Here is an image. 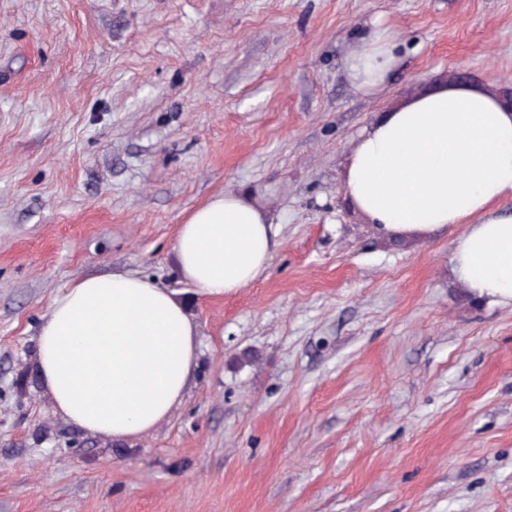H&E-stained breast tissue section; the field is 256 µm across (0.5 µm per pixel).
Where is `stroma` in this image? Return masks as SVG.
Instances as JSON below:
<instances>
[{"mask_svg": "<svg viewBox=\"0 0 512 512\" xmlns=\"http://www.w3.org/2000/svg\"><path fill=\"white\" fill-rule=\"evenodd\" d=\"M401 59L358 89L377 27ZM512 92V0H0V512H512V309L347 196L358 136L448 80ZM227 191L274 223L212 298L173 246ZM134 271L180 292L199 360L131 444L50 409L54 296Z\"/></svg>", "mask_w": 512, "mask_h": 512, "instance_id": "obj_1", "label": "stroma"}]
</instances>
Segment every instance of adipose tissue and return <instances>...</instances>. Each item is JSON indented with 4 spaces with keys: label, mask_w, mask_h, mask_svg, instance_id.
Returning a JSON list of instances; mask_svg holds the SVG:
<instances>
[{
    "label": "adipose tissue",
    "mask_w": 512,
    "mask_h": 512,
    "mask_svg": "<svg viewBox=\"0 0 512 512\" xmlns=\"http://www.w3.org/2000/svg\"><path fill=\"white\" fill-rule=\"evenodd\" d=\"M387 29L346 63L370 91L398 59ZM344 189L392 238L453 231V277L477 300L512 307V106L500 90L447 82L390 111L353 147ZM267 211L225 192L180 225L173 251L182 277L221 298L269 268ZM196 325L177 292L131 271L89 275L57 295L36 342L38 380L55 413L117 442L141 438L179 406L196 368Z\"/></svg>",
    "instance_id": "1"
}]
</instances>
